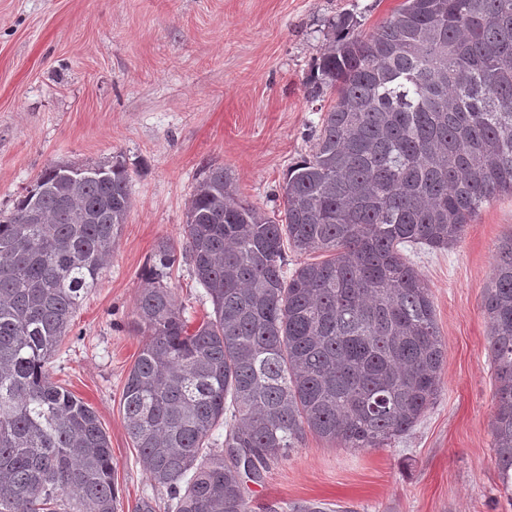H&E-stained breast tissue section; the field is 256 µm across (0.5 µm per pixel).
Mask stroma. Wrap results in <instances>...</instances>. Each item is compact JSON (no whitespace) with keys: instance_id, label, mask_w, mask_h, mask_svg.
Segmentation results:
<instances>
[{"instance_id":"stroma-1","label":"stroma","mask_w":512,"mask_h":512,"mask_svg":"<svg viewBox=\"0 0 512 512\" xmlns=\"http://www.w3.org/2000/svg\"><path fill=\"white\" fill-rule=\"evenodd\" d=\"M402 0H0V211L53 164L121 156L132 207L112 258L50 364L54 382L96 412L112 448L116 512L156 497L127 430L123 387L142 346L135 304L158 244L182 239L208 166L238 197L283 208L289 166L309 154L332 97L310 95L331 25L349 13L372 31ZM512 196L483 205L462 239L414 249L447 346L442 385L407 435L379 449L306 434L260 481L249 512L321 501L333 512H512L489 421L494 370L482 309ZM190 326L212 311L191 267L166 280Z\"/></svg>"}]
</instances>
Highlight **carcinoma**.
<instances>
[{
  "instance_id": "cac0c4a2",
  "label": "carcinoma",
  "mask_w": 512,
  "mask_h": 512,
  "mask_svg": "<svg viewBox=\"0 0 512 512\" xmlns=\"http://www.w3.org/2000/svg\"><path fill=\"white\" fill-rule=\"evenodd\" d=\"M356 25L338 17L317 63L314 96L336 100L288 169L283 216L238 200L228 170L209 166L182 246H158L137 296L146 340L124 418L167 512H248L242 477L260 478L306 432L382 448L441 390L447 348L402 246L451 247L483 204L512 194V0H404L369 34ZM129 183L119 158L53 164L0 213V512H115L106 433L49 364L126 221ZM286 244L328 258L287 278ZM180 257L213 305L193 329L164 283ZM483 310L489 427L509 489L512 233Z\"/></svg>"
}]
</instances>
